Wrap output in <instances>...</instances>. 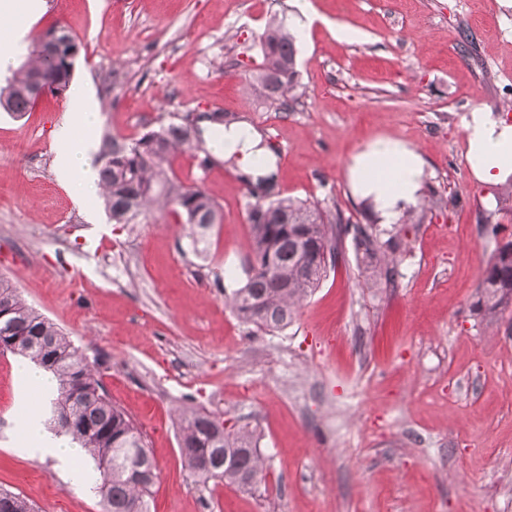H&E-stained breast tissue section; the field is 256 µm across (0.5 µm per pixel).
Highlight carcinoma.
Returning <instances> with one entry per match:
<instances>
[{
    "mask_svg": "<svg viewBox=\"0 0 512 512\" xmlns=\"http://www.w3.org/2000/svg\"><path fill=\"white\" fill-rule=\"evenodd\" d=\"M55 63L47 61L42 42L0 87V110L20 118L36 103V80L62 95L69 84L80 45L57 24ZM262 62L255 79L270 104L286 111L298 100L297 34L274 16L261 39ZM203 129L176 114L166 123L127 140L104 133L98 164L105 209L114 224H135L156 204L173 208L194 229L193 241L206 238L220 223L219 206L200 187H187L168 175L167 165L186 150L204 151ZM274 175L242 181L255 201L248 210L252 251L242 267L244 284L233 290L230 306L243 322L262 332L288 328L298 306L320 286L329 264L336 262L345 240L372 269V277L388 282L398 276L397 253L405 243L391 237L379 241L374 225L343 220L342 211L326 213L319 204L290 197L265 200L259 193ZM512 305V249L496 248L477 293L475 311L493 323ZM0 349L21 362L51 373L57 389L44 394L42 417L57 435H67L84 450L98 477L94 490L103 512H150L149 500L159 478L157 464L142 432L130 415L108 398L100 380L101 358L90 357L55 323L39 314L0 278ZM258 436L246 427L228 431L224 418L190 410L179 421L178 446L186 468L205 484L220 480L243 490L261 483L265 459ZM0 512H34L24 497L0 489Z\"/></svg>",
    "mask_w": 512,
    "mask_h": 512,
    "instance_id": "cac0c4a2",
    "label": "carcinoma"
}]
</instances>
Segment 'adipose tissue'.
Masks as SVG:
<instances>
[{
    "instance_id": "obj_1",
    "label": "adipose tissue",
    "mask_w": 512,
    "mask_h": 512,
    "mask_svg": "<svg viewBox=\"0 0 512 512\" xmlns=\"http://www.w3.org/2000/svg\"><path fill=\"white\" fill-rule=\"evenodd\" d=\"M100 123V113L89 84L72 81L67 106L56 121L51 139L56 147L54 171L57 180L71 193L85 220L97 224L101 216L91 203L99 192L92 140ZM467 158L476 178L497 182L512 173V124L493 114L490 108L471 112L464 124ZM217 157L237 158L243 173L252 177L275 172L277 159L262 144L260 132L245 122H233L223 129L222 140L213 145ZM424 160L414 149L396 139H379L356 154L348 168L355 193L370 200L383 223L397 219L405 206L416 203L422 187ZM33 451L56 458L71 477L86 478L77 468L80 449L66 436H56L39 425L35 417L22 420Z\"/></svg>"
}]
</instances>
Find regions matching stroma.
<instances>
[{
	"instance_id": "stroma-1",
	"label": "stroma",
	"mask_w": 512,
	"mask_h": 512,
	"mask_svg": "<svg viewBox=\"0 0 512 512\" xmlns=\"http://www.w3.org/2000/svg\"><path fill=\"white\" fill-rule=\"evenodd\" d=\"M40 0L30 46L55 23L81 45L102 129L137 137L171 114L221 112L277 150L273 193L363 221L351 159L378 139L420 153L419 224H382L407 249L393 283H373L351 243L279 333L227 305L251 253L252 197L237 164L200 153L171 160L222 221L204 251L171 212L107 224L91 238L54 173L50 129L65 97L16 119L0 112V278L91 353L105 356L113 404L146 435L160 470L151 512H512V308L475 315L497 247L479 224L512 225V191L471 173L463 132L478 106L512 123V0H309L294 111L269 106L253 80L273 14L299 0ZM358 31L352 42L336 29ZM109 66L120 95L105 88ZM13 356L0 355V488L35 512H100L89 485L26 451L18 422L36 406ZM200 408L255 430L267 459L251 491L189 478L177 417Z\"/></svg>"
}]
</instances>
